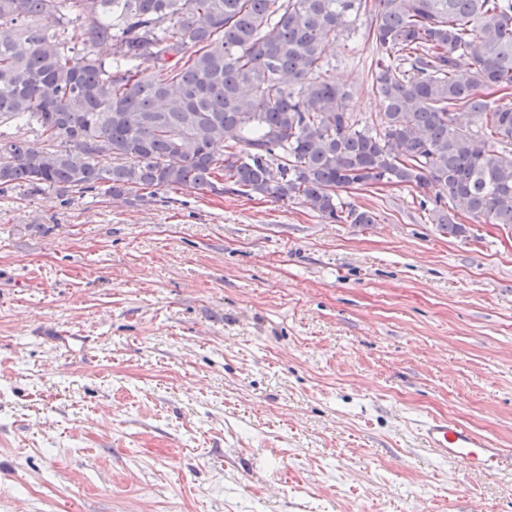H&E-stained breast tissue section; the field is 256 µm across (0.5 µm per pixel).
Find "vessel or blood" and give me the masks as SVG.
<instances>
[{"label": "vessel or blood", "instance_id": "vessel-or-blood-1", "mask_svg": "<svg viewBox=\"0 0 512 512\" xmlns=\"http://www.w3.org/2000/svg\"><path fill=\"white\" fill-rule=\"evenodd\" d=\"M421 434L425 447L471 471L493 472L505 458L489 438L445 418L426 422Z\"/></svg>", "mask_w": 512, "mask_h": 512}]
</instances>
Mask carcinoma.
Here are the masks:
<instances>
[{
	"label": "carcinoma",
	"mask_w": 512,
	"mask_h": 512,
	"mask_svg": "<svg viewBox=\"0 0 512 512\" xmlns=\"http://www.w3.org/2000/svg\"><path fill=\"white\" fill-rule=\"evenodd\" d=\"M378 6L384 112L361 125L324 55L366 0H0V194L148 201L227 182L372 224L336 190L441 186L448 201L429 212L442 232L465 233L461 216L512 225V104L483 94L512 92V0ZM11 123L46 147L1 130Z\"/></svg>",
	"instance_id": "obj_1"
}]
</instances>
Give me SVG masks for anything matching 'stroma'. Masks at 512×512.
Wrapping results in <instances>:
<instances>
[{
	"mask_svg": "<svg viewBox=\"0 0 512 512\" xmlns=\"http://www.w3.org/2000/svg\"><path fill=\"white\" fill-rule=\"evenodd\" d=\"M369 0L325 54L383 112ZM161 190L0 195V512H512V463L425 448L445 417L512 449V225Z\"/></svg>",
	"mask_w": 512,
	"mask_h": 512,
	"instance_id": "35a3bbf8",
	"label": "stroma"
}]
</instances>
